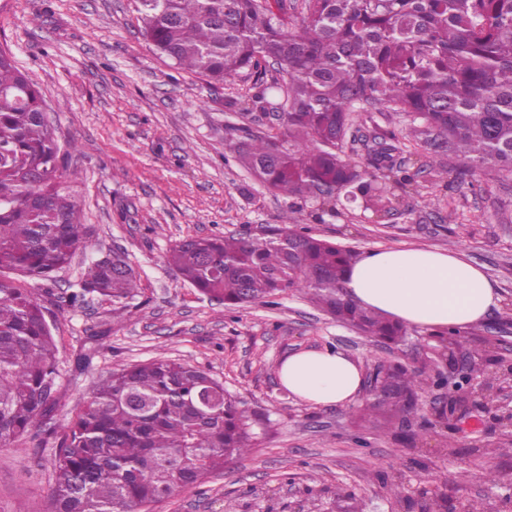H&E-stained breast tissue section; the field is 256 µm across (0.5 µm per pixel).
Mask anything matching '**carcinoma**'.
<instances>
[{
	"label": "carcinoma",
	"instance_id": "1",
	"mask_svg": "<svg viewBox=\"0 0 512 512\" xmlns=\"http://www.w3.org/2000/svg\"><path fill=\"white\" fill-rule=\"evenodd\" d=\"M140 33L153 52L213 85L255 77L258 100L281 91L276 132L246 133L236 153L254 180L288 198L286 225L188 237L169 264L225 304L264 303L289 289L381 342L403 323L350 300V250L291 228L307 203L345 197L383 208L421 170L394 168L383 134L385 181L345 154L359 108L384 105L435 133L476 166L512 170V0H138ZM284 75L267 78V65ZM48 104L12 54L0 49V444L33 435L56 441L49 497L34 512H142L205 481L253 446L251 415L224 385L169 359L112 371L62 423L61 370L48 308L30 285L53 279L86 248L88 225L67 185ZM138 278L120 253L93 259L79 286L50 302L90 297L114 304ZM367 409L404 418L418 409L423 370L384 367Z\"/></svg>",
	"mask_w": 512,
	"mask_h": 512
}]
</instances>
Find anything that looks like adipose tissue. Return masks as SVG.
<instances>
[{"label":"adipose tissue","mask_w":512,"mask_h":512,"mask_svg":"<svg viewBox=\"0 0 512 512\" xmlns=\"http://www.w3.org/2000/svg\"><path fill=\"white\" fill-rule=\"evenodd\" d=\"M345 289L357 304L428 331L467 330L498 304L480 266L461 254L430 248L367 251L348 269ZM278 377L289 394L321 407L353 402L364 385L361 361L332 348L289 354Z\"/></svg>","instance_id":"obj_1"}]
</instances>
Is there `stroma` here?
<instances>
[{"label":"stroma","instance_id":"stroma-1","mask_svg":"<svg viewBox=\"0 0 512 512\" xmlns=\"http://www.w3.org/2000/svg\"><path fill=\"white\" fill-rule=\"evenodd\" d=\"M135 0H0V47L39 85L76 175L87 248L55 273L53 290L77 287L90 258L118 250L138 273L121 323L111 303L53 307L62 386L59 416L72 415L113 369L155 358L198 366L261 418L254 446L223 472L149 507V512H420L418 489L463 501L467 512H512V409L502 392L492 411L438 422L427 411L395 428L366 413L367 395L313 407L280 385L290 352L333 348L366 372L400 362L456 383L430 331L410 329L384 344L337 322L298 290L230 307L185 283L167 262L176 241L284 224L287 202L257 183L236 158L242 129L276 131L249 77L209 87L156 56L139 33ZM406 115L359 113L345 152L371 166L373 138L395 136V165L420 170L396 210L373 212L338 200L300 225L363 254L376 248H440L484 269L498 308L468 337L496 328L497 355L512 363V173L468 175L463 155L415 136ZM447 178L434 180V168ZM55 450L33 441L0 446V512H31L51 487Z\"/></svg>","mask_w":512,"mask_h":512}]
</instances>
